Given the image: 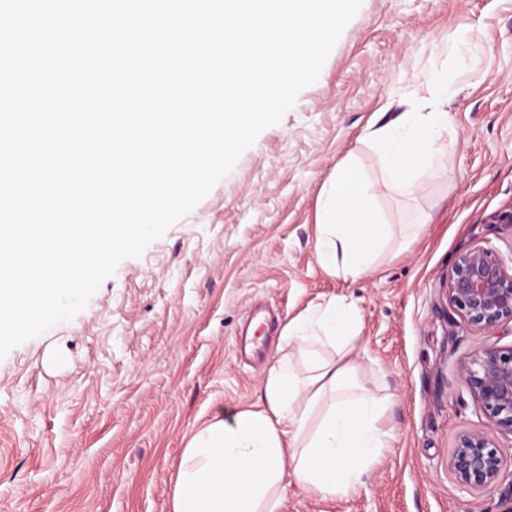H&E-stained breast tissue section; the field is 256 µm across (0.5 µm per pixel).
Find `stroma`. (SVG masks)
Masks as SVG:
<instances>
[{
    "mask_svg": "<svg viewBox=\"0 0 512 512\" xmlns=\"http://www.w3.org/2000/svg\"><path fill=\"white\" fill-rule=\"evenodd\" d=\"M436 77L450 153L416 198L378 199L394 224L427 214L419 241L362 281L328 275L314 248L322 186L351 153L380 179L366 127L417 111ZM476 247L512 258V0H362L318 80L229 175L84 310L0 360V512H171L188 433L257 399L265 368L233 349L251 307L277 314L271 352L288 318L334 295L360 310V377L393 395L396 440L350 496L285 477L280 512H512V463L476 495L448 470L461 431L512 446L457 379L474 348L512 344L510 321H448V272Z\"/></svg>",
    "mask_w": 512,
    "mask_h": 512,
    "instance_id": "1",
    "label": "stroma"
}]
</instances>
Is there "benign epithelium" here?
I'll use <instances>...</instances> for the list:
<instances>
[{
  "label": "benign epithelium",
  "mask_w": 512,
  "mask_h": 512,
  "mask_svg": "<svg viewBox=\"0 0 512 512\" xmlns=\"http://www.w3.org/2000/svg\"><path fill=\"white\" fill-rule=\"evenodd\" d=\"M448 307L466 328L512 321V271L485 248L459 254L448 272ZM458 378L480 402L490 424L512 434V346L474 349L458 363ZM507 454L482 432L464 431L448 457L457 484L472 493L495 485Z\"/></svg>",
  "instance_id": "1"
}]
</instances>
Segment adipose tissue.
Instances as JSON below:
<instances>
[{
    "label": "adipose tissue",
    "mask_w": 512,
    "mask_h": 512,
    "mask_svg": "<svg viewBox=\"0 0 512 512\" xmlns=\"http://www.w3.org/2000/svg\"><path fill=\"white\" fill-rule=\"evenodd\" d=\"M447 87L393 121L368 128L364 139L382 159L374 181L348 154L317 201L315 247L329 275L358 282L380 258L412 244L418 224L390 223L382 192L415 195L422 175L448 155ZM360 311L345 296L309 304L283 326L257 402L230 419L193 431L176 466L172 512H280L281 488L293 475L306 490L345 497L364 483L380 449L391 395L358 378L355 354Z\"/></svg>",
    "instance_id": "ef3b65f1"
}]
</instances>
